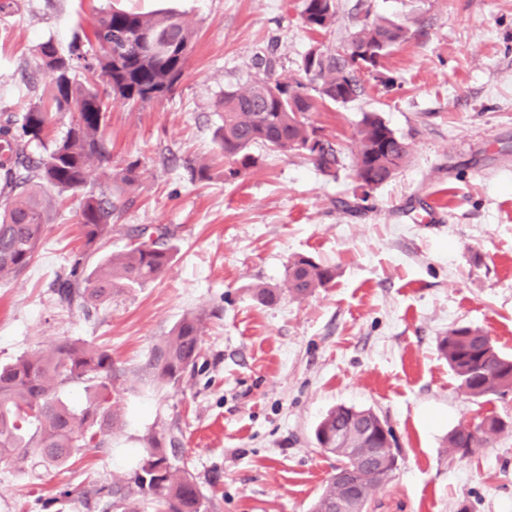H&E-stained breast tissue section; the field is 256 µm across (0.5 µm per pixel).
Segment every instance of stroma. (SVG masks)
Wrapping results in <instances>:
<instances>
[{"label":"stroma","instance_id":"stroma-1","mask_svg":"<svg viewBox=\"0 0 512 512\" xmlns=\"http://www.w3.org/2000/svg\"><path fill=\"white\" fill-rule=\"evenodd\" d=\"M302 0H16L0 13V109L47 98L37 44L67 47L110 7L168 10L195 44L172 93L145 105L111 102L112 167L140 162L111 250L139 225L174 232L156 281L105 303L54 291L82 251L79 196L55 198L30 267L0 278V365L65 339L106 347L120 370L118 421L105 445L45 467L17 451L0 461V512H99L96 489L133 476L150 432L181 434L180 457L212 512H310L335 455L314 432L338 405L369 408L397 435L398 468L368 512H512V392L472 398L438 352L458 326L479 327L512 356V0H339L335 25L312 32ZM403 23L362 92L317 104L307 119L341 151L336 174L305 156L254 147L235 180L190 182L184 161L215 150L216 103L271 69L300 77L309 49L346 44L365 20ZM411 145V160L362 196L353 178L364 114ZM440 219L422 221L425 202ZM335 266L328 287L283 295L288 262ZM263 286L281 291L259 303ZM208 311L200 356L178 384L148 376L151 349L187 313ZM487 416L509 427L462 458L449 433Z\"/></svg>","mask_w":512,"mask_h":512}]
</instances>
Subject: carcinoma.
<instances>
[{
  "instance_id": "carcinoma-1",
  "label": "carcinoma",
  "mask_w": 512,
  "mask_h": 512,
  "mask_svg": "<svg viewBox=\"0 0 512 512\" xmlns=\"http://www.w3.org/2000/svg\"><path fill=\"white\" fill-rule=\"evenodd\" d=\"M337 0H302L300 18L312 32L325 31L336 22ZM152 36L147 44L143 38ZM194 30L178 15L161 11L151 15L113 8L98 13L93 37L96 45H110L99 54L72 45L61 52L52 41L39 45V68L52 79L50 96L28 104L17 116L0 114V277L21 275L31 264L47 224L45 194L83 193L79 231L86 251L78 255L68 274L56 281L60 298L71 304L76 298L105 302L121 288L141 286L161 277L173 258V233L166 227H137L126 249L112 253L84 273L88 252L106 247L112 239V219L127 204L126 195L140 178L139 160L112 171V154L105 139L108 103L122 99L149 103L169 94L183 76L194 46ZM408 40L400 23L378 18L363 23L351 41L338 49L312 48L304 56L303 76L281 81L265 70L264 76L245 87L228 89L216 102L224 113L216 131L217 157L190 163L194 182L212 178L221 168L226 180H235L256 166L252 153L259 145L273 152L306 156L324 173H336L340 165L336 144L319 135L305 113L314 108L310 92L320 100L343 105L362 91L360 75L371 73L394 47ZM85 80L76 78L77 72ZM70 114L64 136L49 138L63 113ZM42 146L46 155L36 159L32 149ZM410 146L376 114L364 116L358 130L354 172L358 188L367 195L387 182L410 161ZM98 165L112 184V194L86 190L88 169ZM336 269L299 256L288 264V295L303 298L328 286ZM211 314L193 312L181 319L150 352L145 369L156 380L179 383L194 368L205 322ZM438 350L459 382L460 389L475 398L512 392V357L501 353L482 330L460 326L448 331ZM117 368L112 354L103 348L64 340L51 352H34L0 367V459L20 448H32L49 465L62 467L83 447L103 444L118 420L110 390ZM90 383L85 407L77 409L59 396V388L71 381ZM330 409L315 429L318 448L322 437L342 432L343 441L329 452L341 466L357 468L356 454L370 451L364 423L381 418L371 409ZM506 429L497 417L476 424H461L448 434V447L462 457L489 444ZM146 456L140 470L112 488L96 491L100 512H140L150 504L157 512H210L211 501L203 493L187 465L169 456L164 445L174 448L179 440L164 432L147 436ZM391 478L383 471L367 478L352 512H367L374 491ZM341 494L327 481L312 512H334Z\"/></svg>"
}]
</instances>
